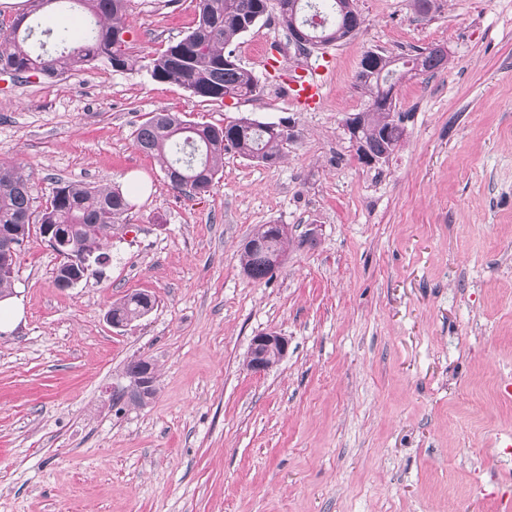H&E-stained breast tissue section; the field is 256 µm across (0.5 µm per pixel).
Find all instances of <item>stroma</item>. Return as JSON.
Here are the masks:
<instances>
[{"label": "stroma", "mask_w": 512, "mask_h": 512, "mask_svg": "<svg viewBox=\"0 0 512 512\" xmlns=\"http://www.w3.org/2000/svg\"><path fill=\"white\" fill-rule=\"evenodd\" d=\"M348 41L300 52L266 15L232 50L257 96L203 101L146 70L96 63L52 79L0 76V159L56 181L118 188L131 208L88 282L54 284L60 259L31 236L0 332V512H503L512 502V0H354ZM126 36L153 57L195 23L193 0H127ZM441 45L444 69L403 79L405 137L361 163L344 129L364 111L367 53L403 61ZM321 73L316 104L288 99ZM224 126L286 122L283 159L226 153L210 194L174 191L134 145L151 112ZM284 224L288 256L246 277L241 243ZM135 292L144 318L105 313ZM275 331L286 357L244 366ZM145 356L158 392L113 400ZM316 70L303 69L296 72L288 84L291 102L310 103L318 99L324 91L325 83ZM150 296L151 299L145 293H134L125 296V298L118 302L112 303V312L107 311L106 313L107 322L115 328L126 327L128 326L127 324L118 322V320H113L112 317L131 323L138 320L139 313L143 310L145 305L150 303V305L141 312L140 318L148 315L154 309L153 305L156 304L155 295L150 294ZM287 353L288 339L285 336L274 331L261 332L251 341L246 366L252 373H263L282 360Z\"/></svg>", "instance_id": "35a3bbf8"}]
</instances>
